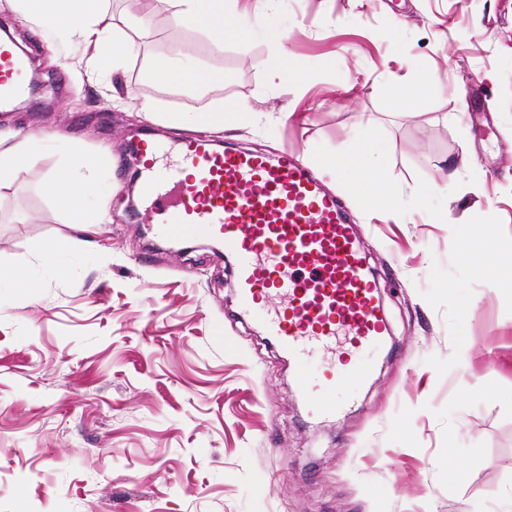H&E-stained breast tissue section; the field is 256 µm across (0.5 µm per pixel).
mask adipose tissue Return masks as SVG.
<instances>
[{
  "instance_id": "obj_1",
  "label": "adipose tissue",
  "mask_w": 512,
  "mask_h": 512,
  "mask_svg": "<svg viewBox=\"0 0 512 512\" xmlns=\"http://www.w3.org/2000/svg\"><path fill=\"white\" fill-rule=\"evenodd\" d=\"M25 15L34 18L49 29H59L71 38L85 42L93 48V68L107 75L117 71L130 44L122 36H105L94 21L102 0H21ZM158 12L167 15L177 25L188 26L207 34L214 51L224 49L225 40L236 35L240 24L227 10L229 0H154ZM99 159L82 158L79 149H72L68 163L53 177L51 193L68 214L71 222L81 223L87 199L96 191L86 177L97 169ZM327 169L346 184L357 196L368 202L383 199L391 209H398L403 194L390 190L382 179L379 155L367 143L366 132H359L355 143L346 153L326 161ZM495 225H483L475 246L462 256L464 263L481 272L500 273L512 268V250L488 253L487 242L496 240Z\"/></svg>"
}]
</instances>
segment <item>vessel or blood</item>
I'll return each mask as SVG.
<instances>
[{"label":"vessel or blood","instance_id":"vessel-or-blood-1","mask_svg":"<svg viewBox=\"0 0 512 512\" xmlns=\"http://www.w3.org/2000/svg\"><path fill=\"white\" fill-rule=\"evenodd\" d=\"M28 90L25 60L1 40L0 108ZM138 161L158 234L175 242L223 239L236 258L242 311L293 358L311 414L340 412L336 387L348 372L331 363L310 378L306 355L376 347L386 327L336 196L289 149L272 159L195 140L171 152L146 140Z\"/></svg>","mask_w":512,"mask_h":512}]
</instances>
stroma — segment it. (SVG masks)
Instances as JSON below:
<instances>
[{"instance_id": "obj_1", "label": "stroma", "mask_w": 512, "mask_h": 512, "mask_svg": "<svg viewBox=\"0 0 512 512\" xmlns=\"http://www.w3.org/2000/svg\"><path fill=\"white\" fill-rule=\"evenodd\" d=\"M234 15L220 53L154 15L103 78L83 45L0 0L39 80L0 130L49 135L0 186V267L28 262L38 283H0V512H512V289L462 262L454 230L495 224L512 245V0H237ZM183 50L219 82L156 84ZM283 59L295 75L270 80ZM421 73L436 92L395 105ZM228 101L251 119L196 123ZM365 126L390 187L423 201L392 215L324 168ZM141 129L297 150L341 201L389 330L360 355L368 379L338 385L343 413H308L287 353L238 304L231 255L205 239L149 250L127 192ZM72 142L107 159L82 226L48 190Z\"/></svg>"}]
</instances>
